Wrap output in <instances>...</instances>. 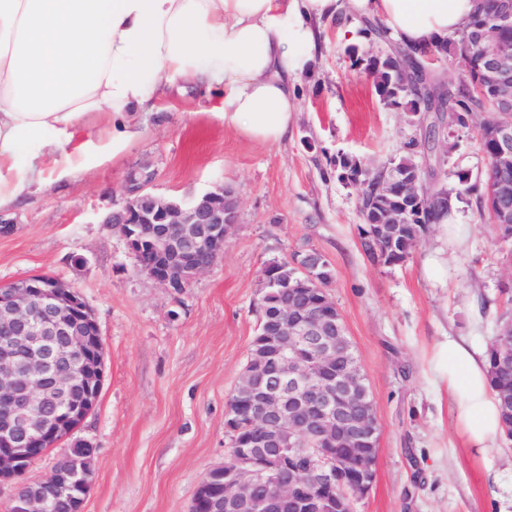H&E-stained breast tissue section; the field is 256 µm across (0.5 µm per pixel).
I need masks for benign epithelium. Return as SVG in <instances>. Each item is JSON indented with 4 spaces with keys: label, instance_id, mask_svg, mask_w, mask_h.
I'll return each instance as SVG.
<instances>
[{
    "label": "benign epithelium",
    "instance_id": "1",
    "mask_svg": "<svg viewBox=\"0 0 512 512\" xmlns=\"http://www.w3.org/2000/svg\"><path fill=\"white\" fill-rule=\"evenodd\" d=\"M495 27L476 28L482 56L475 90L493 94L512 112V4L498 5ZM495 165H512V125L493 134ZM154 173L130 174L124 204L101 217L127 242L134 270L180 292L213 268L238 222V201L222 186L190 202L149 191ZM403 175L385 193L411 203L412 222L425 223L427 203ZM489 207L497 224L512 223V182H488ZM305 279L290 285L265 274L278 289L271 317L278 344L275 370L254 367L242 374L237 394L254 429L234 449L235 466L224 474L214 512H320L340 509L372 486L375 471H352L329 446L343 442L351 456L358 445L374 447L378 431L355 411L369 393L355 373L338 372L336 331L341 314L333 303L298 293L315 282L320 262L294 261ZM307 346L300 361L288 351ZM103 340L95 314L80 293L60 279L32 274L0 285V485L20 478L31 462L70 436L94 410L103 374ZM90 444L76 441L45 482L23 484L11 512H53L56 500L75 501L81 512L92 482Z\"/></svg>",
    "mask_w": 512,
    "mask_h": 512
}]
</instances>
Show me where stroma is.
<instances>
[{"mask_svg":"<svg viewBox=\"0 0 512 512\" xmlns=\"http://www.w3.org/2000/svg\"><path fill=\"white\" fill-rule=\"evenodd\" d=\"M349 12L320 24L319 50L297 81L287 139L246 137L210 109L222 87L169 92L137 113L141 134L82 175L58 178L66 154L45 164L0 236V283L45 273L81 293L100 325L105 377L75 438L95 449L83 512H189L204 473L224 461L226 401L258 328L260 274L274 258L313 250L328 262L329 293L367 376L378 423L375 480L354 512H512V441L480 452L462 445L442 381L448 337L486 349L512 302V246L476 196L456 205L462 242L436 228L410 258L386 265L364 247L355 186L334 161L375 169L419 137L423 117L381 104L364 61L378 43ZM481 116L456 129L448 173L482 180ZM153 172L155 194L189 201L222 185L239 201L224 255L173 292L137 274L125 241L101 215L125 201V180ZM74 438V439H75Z\"/></svg>","mask_w":512,"mask_h":512,"instance_id":"stroma-1","label":"stroma"}]
</instances>
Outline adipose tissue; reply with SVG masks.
I'll use <instances>...</instances> for the list:
<instances>
[{"mask_svg": "<svg viewBox=\"0 0 512 512\" xmlns=\"http://www.w3.org/2000/svg\"><path fill=\"white\" fill-rule=\"evenodd\" d=\"M476 0H0V209L42 180V164L105 112L106 144L87 142L71 176L136 138L132 113L181 83L220 85L211 113L276 144L297 110L296 81L318 48L320 21L342 9L381 18L408 47L454 35ZM448 395L470 447L503 436L485 353L445 344Z\"/></svg>", "mask_w": 512, "mask_h": 512, "instance_id": "ef3b65f1", "label": "adipose tissue"}]
</instances>
